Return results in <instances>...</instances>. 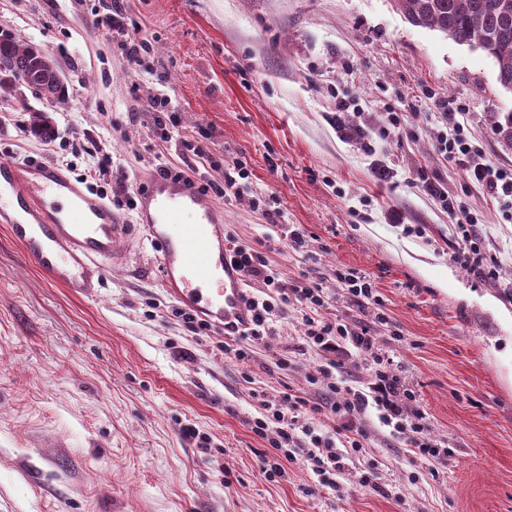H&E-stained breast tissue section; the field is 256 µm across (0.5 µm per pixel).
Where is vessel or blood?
<instances>
[{
  "instance_id": "b4317fda",
  "label": "vessel or blood",
  "mask_w": 512,
  "mask_h": 512,
  "mask_svg": "<svg viewBox=\"0 0 512 512\" xmlns=\"http://www.w3.org/2000/svg\"><path fill=\"white\" fill-rule=\"evenodd\" d=\"M138 200L137 225L159 254L167 295L216 329L247 327L244 275L224 253L221 213L196 182L151 176ZM0 226L50 281L77 296H96L124 260L121 214L53 162L0 159Z\"/></svg>"
}]
</instances>
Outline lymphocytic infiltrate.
I'll use <instances>...</instances> for the list:
<instances>
[{
  "instance_id": "1",
  "label": "lymphocytic infiltrate",
  "mask_w": 512,
  "mask_h": 512,
  "mask_svg": "<svg viewBox=\"0 0 512 512\" xmlns=\"http://www.w3.org/2000/svg\"><path fill=\"white\" fill-rule=\"evenodd\" d=\"M446 131L438 142L441 154L457 163L472 187L497 199L503 213L512 214V168L488 163L473 150L466 122L459 120L457 109L445 113ZM272 224L280 225L279 234H266L252 242L242 240L235 231L224 233L225 252L244 273L246 281L256 284L257 292L246 294L245 303L252 314L249 327L225 333L215 347L229 357L245 360L250 345L263 341L274 322L298 313L304 351L320 358L318 372L323 388L319 398L308 399L290 392L276 400H261L260 415L251 429L259 437L273 435L275 447L288 449L304 440L309 449L307 460L321 487L335 488L336 475L348 459H357L358 483L375 485L381 463L364 455L367 438L365 419L376 411L379 422L391 428L394 436L405 438L414 453L424 458L446 456L445 448L426 439L425 416L421 410L406 411L401 401L403 384L389 370L390 361L380 352L370 328L358 318V311L376 304L378 297L370 280L352 270H337L336 281L349 304L352 317H324L330 294L322 284L281 279L273 269L266 250L270 241L281 238L293 252H303L306 232L299 225H284L282 210L271 213ZM363 356L377 366L372 382L358 385L343 379L340 356Z\"/></svg>"
}]
</instances>
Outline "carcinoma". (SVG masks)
Masks as SVG:
<instances>
[{"label":"carcinoma","mask_w":512,"mask_h":512,"mask_svg":"<svg viewBox=\"0 0 512 512\" xmlns=\"http://www.w3.org/2000/svg\"><path fill=\"white\" fill-rule=\"evenodd\" d=\"M397 8L414 26L433 29L460 43L479 48L495 59L497 81L512 91V0H396ZM55 58L14 34L0 37V97L13 95L18 74H34L32 92L48 106L65 100L64 84L57 81ZM29 130L50 140L54 129L45 115L32 117Z\"/></svg>","instance_id":"obj_1"}]
</instances>
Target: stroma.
Masks as SVG:
<instances>
[{
  "instance_id": "stroma-1",
  "label": "stroma",
  "mask_w": 512,
  "mask_h": 512,
  "mask_svg": "<svg viewBox=\"0 0 512 512\" xmlns=\"http://www.w3.org/2000/svg\"><path fill=\"white\" fill-rule=\"evenodd\" d=\"M150 47L133 71L109 35L112 0H76L57 15L49 0H0V28L40 45L59 64L65 103L46 110L51 143L28 133L30 91L0 100V158L64 159L72 174L112 157L113 208L149 176L158 144L151 113L170 99L173 139L249 171L237 197L218 196L222 169L200 168L208 196L241 239L268 230L278 205L306 231V251L268 252L285 280L329 288L326 317L347 316L340 269L370 279L389 322L362 314L414 393L426 437L446 463L411 455L370 417L366 450L381 463L378 488L360 486L353 463L336 488H320L304 456L255 435L254 393L307 398L319 359L298 349V323H274L249 359L211 349L217 330L194 334L172 314L160 260L130 230L96 297L50 282L0 227V512H512V221L469 186L437 150L445 102L463 108L472 143L497 166L512 143L495 130L512 92L481 50L407 22L395 0H127ZM377 129L402 114L398 134L369 157L344 141L332 117ZM391 172L379 179L376 162ZM441 182L459 205L422 189ZM476 218L493 277L452 260L455 227ZM190 357H178L180 349ZM288 365H280L282 357ZM221 449L211 459L184 426ZM281 464L266 480L259 460Z\"/></svg>"
}]
</instances>
